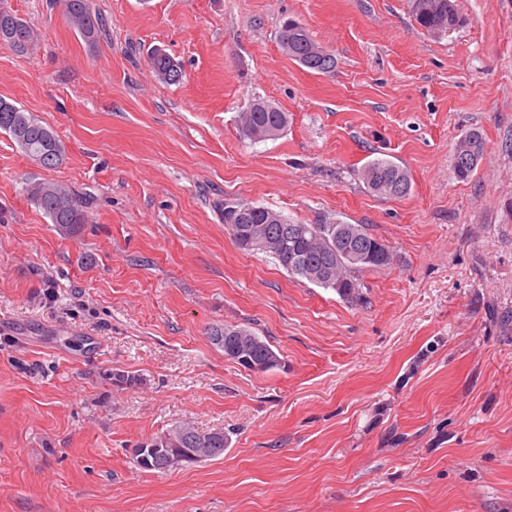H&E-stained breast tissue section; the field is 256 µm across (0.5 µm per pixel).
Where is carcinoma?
Listing matches in <instances>:
<instances>
[{
    "label": "carcinoma",
    "instance_id": "1",
    "mask_svg": "<svg viewBox=\"0 0 512 512\" xmlns=\"http://www.w3.org/2000/svg\"><path fill=\"white\" fill-rule=\"evenodd\" d=\"M412 16L417 24L431 34L456 30L463 23L452 0H410ZM66 17L74 29L89 43L96 41L102 19L92 10L90 0H65ZM33 28L22 18L13 16L9 42L19 55L27 54L25 47L35 43ZM281 48L293 60L315 73H328L336 68V56L318 49L305 25L290 20L281 28ZM148 62L156 76L168 84L182 81L180 64L163 49L148 52ZM288 113L264 100H254L242 113V131L253 141H263L275 131L282 135L288 128ZM0 131L7 133L23 153L35 160L47 151V136L54 130L15 103L0 98ZM485 139L474 128L454 146V171L458 179H469L482 159ZM367 189L381 197L403 198L411 190L410 177L403 168L388 159H374L358 170ZM27 198L33 202L65 235L74 237L88 223L87 202L73 189L60 183L45 181L29 183ZM222 212L224 228L239 248L265 253L292 277H298L319 288L331 289L347 301L360 299L358 274L370 268H386L394 254L382 240L374 237L365 224H302L294 223L282 214L238 198L224 199ZM252 211L246 227L252 229L253 241L244 246L238 237L242 227L232 222L230 208ZM353 241L356 255H346L336 247V237ZM215 334L233 337L237 352L224 348V356L248 371L267 372L281 363L279 351L247 327L226 325ZM224 439V431L200 432L188 422H180L163 435L146 440L153 448H187L192 452L190 463H200L219 457L216 443Z\"/></svg>",
    "mask_w": 512,
    "mask_h": 512
}]
</instances>
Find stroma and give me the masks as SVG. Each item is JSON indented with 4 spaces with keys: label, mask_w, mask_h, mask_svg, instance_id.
I'll use <instances>...</instances> for the list:
<instances>
[{
    "label": "stroma",
    "mask_w": 512,
    "mask_h": 512,
    "mask_svg": "<svg viewBox=\"0 0 512 512\" xmlns=\"http://www.w3.org/2000/svg\"><path fill=\"white\" fill-rule=\"evenodd\" d=\"M453 2L462 26L431 35L409 0H91L90 44L64 0H0L38 35L28 55L0 46V98L64 148L45 168L0 132V512H512V0ZM291 18L334 71L282 50ZM257 97L288 113L280 138L242 135ZM473 128L485 150L462 181ZM378 157L408 196L358 179ZM31 181L89 196L78 236ZM228 196L368 225L394 263L345 301L234 246ZM227 324L281 365L228 360ZM184 421L223 430V454L136 466ZM148 62L156 76L168 84L182 81L183 71L180 64L163 49L154 48L148 52ZM485 139L482 132L471 129L454 146V171L458 179H469L482 159ZM358 176L374 195L403 198L411 190L410 177L403 168L388 159H374L358 170ZM215 336L218 340H221L222 336L233 337L234 347L240 354L231 352L224 344V355L248 371L263 373L278 367L281 363L279 351L269 340L262 339L248 327L224 325V330H215L213 341Z\"/></svg>",
    "instance_id": "obj_1"
}]
</instances>
